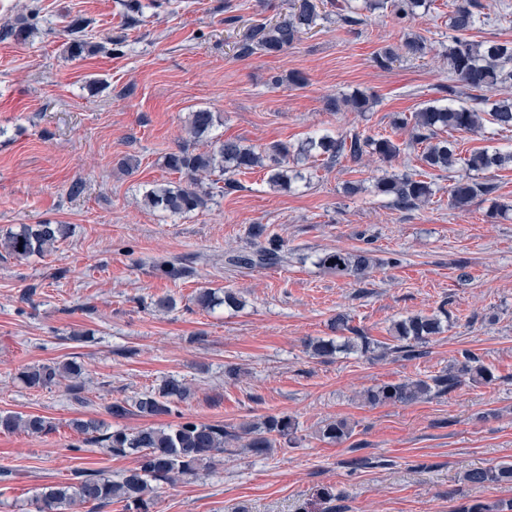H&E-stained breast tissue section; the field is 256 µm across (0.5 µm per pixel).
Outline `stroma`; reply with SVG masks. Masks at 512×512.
Returning a JSON list of instances; mask_svg holds the SVG:
<instances>
[{
	"label": "stroma",
	"instance_id": "35a3bbf8",
	"mask_svg": "<svg viewBox=\"0 0 512 512\" xmlns=\"http://www.w3.org/2000/svg\"><path fill=\"white\" fill-rule=\"evenodd\" d=\"M128 4L0 0V235L44 221L70 227L42 257L0 248V411L54 425L40 437L0 433V512H35L41 487L74 482L82 469L117 480L136 467L135 456L106 452L72 422L106 419L110 403L168 377L194 391L179 414H132L121 426L182 414L228 427L285 413L297 440L265 458L228 452L200 478L159 485L151 512H459L512 499L510 485L463 479L512 462V168L493 171L494 200L462 211L448 204L452 171L436 172L430 204L396 209L373 193L380 162L369 156L331 168L306 160L289 192L273 190L258 167L236 191L212 185L207 208L182 216L141 202L152 185L180 181L164 158L185 143V119L198 109L217 113L215 136L247 145L351 130L408 141L394 117L446 97L455 0H434L409 28L377 11L352 29L328 15L295 48L246 58L235 54L239 35L287 16L290 0H139L133 25ZM78 15L100 50L74 58L66 27ZM27 20V39L4 37ZM409 31L432 42L431 54L379 67L376 52ZM356 88L375 98L370 111H328ZM129 158L137 165L128 171ZM78 181L82 192L70 195ZM348 182L357 195L344 193ZM498 203L505 214H493ZM252 224L284 242L287 264H225L226 253L255 250ZM361 248L380 261L363 282L317 263L325 251ZM164 262L180 275L162 271ZM205 288L232 290L244 306L202 308ZM165 296L175 308L155 310ZM339 313L378 349L311 357L307 342L332 337ZM415 314L442 321L424 356L385 350L392 322ZM466 350L493 382L409 405L360 400L369 387L438 374ZM71 360L86 369L79 394L18 378L25 367ZM333 418L353 428L338 444L317 434Z\"/></svg>",
	"mask_w": 512,
	"mask_h": 512
}]
</instances>
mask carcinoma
Instances as JSON below:
<instances>
[{"instance_id": "carcinoma-1", "label": "carcinoma", "mask_w": 512, "mask_h": 512, "mask_svg": "<svg viewBox=\"0 0 512 512\" xmlns=\"http://www.w3.org/2000/svg\"><path fill=\"white\" fill-rule=\"evenodd\" d=\"M369 6L388 9L400 24L413 22L426 9L430 0H368ZM335 9L336 21L347 25H361L365 19L355 11L352 0H293L291 11L283 21H266L251 26L236 42L237 56L249 57L258 51L268 55L281 54L298 44L303 35L317 25L321 10ZM495 19L481 10L478 0H458L449 17L448 47V104L432 102L411 118H401L395 125H411V137L403 145L391 138L365 137L358 132L332 135L329 133L306 138L298 147L296 158L284 144L270 148L246 145L240 139H221L212 136L216 122L215 113L199 109L189 113L187 133L190 144L165 157L166 167L186 177L183 183H159L146 190L143 202L150 208H160L174 215L195 212L206 207L210 193L204 190V179L215 174L223 177L224 191L239 187L235 176L251 172L256 167L269 169L268 184L288 191L292 184L302 178L300 171L290 165L313 157L323 158L325 165L332 167L345 160L358 162L367 152L375 154L383 162H391L402 150L423 146L424 170L384 172L374 183V193L390 199L402 210H414L431 201L434 190L428 181L431 171H450L461 167L463 173L448 187V201L454 208H464L474 199L495 193L496 185L489 177L479 181L471 173L492 172L511 165L512 151L484 148L467 157L457 153L456 141L441 136L443 132L480 133L491 124L501 130H512V99L489 102L487 93L512 82V41H474L469 32L489 26ZM88 22L73 21L69 34L73 35L71 55L80 57L87 52H96L95 46L80 38ZM431 51L424 36L412 33L397 47L387 46L376 55V62L388 67L400 56L422 59ZM375 104L373 96L356 90L336 98L330 110L339 112L349 108L368 112ZM205 150L197 148L198 144ZM67 234L65 224H23L17 231H9L0 239V246L18 258L45 255L54 250L55 244ZM252 238L266 239V244L255 251L226 257L225 263L237 267L276 265L288 262V249L276 239L268 238L264 224H253L249 228ZM318 264L336 275L362 282L369 277L376 260L367 249H336L322 253ZM204 308L224 304L239 307L235 293L224 292L220 298L211 289L197 296ZM331 329L350 333L343 347L351 351L368 353L372 342L358 329L350 325V317L338 313L331 319ZM442 331L441 320L434 315H413L392 325V339L396 345L390 350L406 358L419 355L418 347ZM332 340H319L307 345L314 357H330L342 347ZM84 374L80 364H38L24 368L21 382L33 389H48L67 380V389H81ZM489 383L493 373L480 359L467 353L464 362L453 364L439 375L426 379H407L396 383H385L370 387L361 394L362 401L370 406L384 403L414 404L439 396L460 385L464 380ZM192 397L186 383L174 378L164 380L157 388L132 398L131 401L114 402L107 407L110 416L121 419L129 414L143 417L169 415L173 408ZM74 428L84 434H101L100 442L111 454H135L138 467L129 471L120 480L114 481L98 472L77 470V481L69 485H45L41 488L37 502L38 512H68L76 506H90L88 512L112 503L124 504L125 512H149L152 494L160 484L175 485L189 478H198L214 468L217 459L233 444L257 456H267L281 442L293 443L298 430L294 418L287 414L270 415L259 424H242L236 428L205 423L191 418L162 427H143L130 431L124 427L105 425L97 419L76 420ZM53 430L52 422L39 415H22L0 412V432L23 431L31 436H42ZM353 428L343 419L326 420L319 429L320 437L331 443L348 439ZM463 479L472 485L512 484V463L493 467L473 468L464 473Z\"/></svg>"}]
</instances>
